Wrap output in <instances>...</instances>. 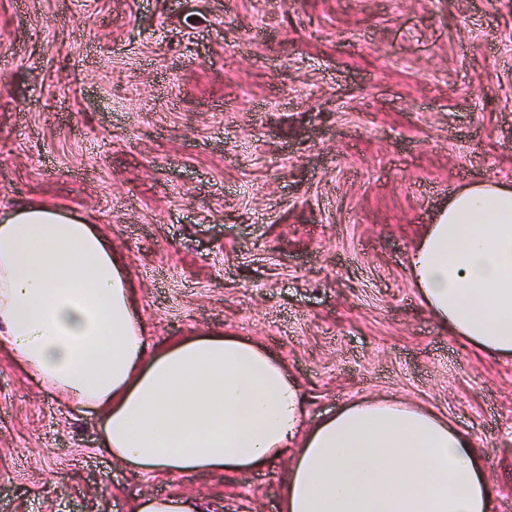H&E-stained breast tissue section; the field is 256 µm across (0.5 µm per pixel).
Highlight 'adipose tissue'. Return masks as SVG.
I'll list each match as a JSON object with an SVG mask.
<instances>
[{
    "mask_svg": "<svg viewBox=\"0 0 512 512\" xmlns=\"http://www.w3.org/2000/svg\"><path fill=\"white\" fill-rule=\"evenodd\" d=\"M411 274L438 325L512 355V185L453 192ZM0 348L137 475L243 474L290 460L283 512H492L473 439L393 399L305 421V395L259 343L208 333L150 346L127 267L96 225L31 201L0 217Z\"/></svg>",
    "mask_w": 512,
    "mask_h": 512,
    "instance_id": "1",
    "label": "adipose tissue"
}]
</instances>
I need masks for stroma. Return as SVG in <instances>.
<instances>
[{"mask_svg": "<svg viewBox=\"0 0 512 512\" xmlns=\"http://www.w3.org/2000/svg\"><path fill=\"white\" fill-rule=\"evenodd\" d=\"M512 182V0H0V212L67 206L157 345L260 342L310 418L360 398L469 433L512 512V357L442 331L408 255L448 196ZM287 463L132 477L0 352V512L182 492L281 512Z\"/></svg>", "mask_w": 512, "mask_h": 512, "instance_id": "1", "label": "stroma"}]
</instances>
